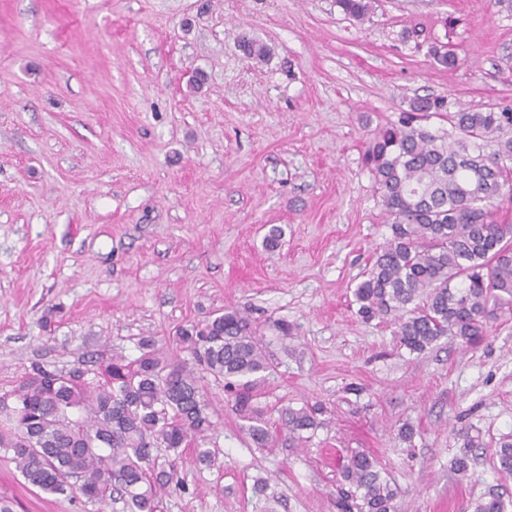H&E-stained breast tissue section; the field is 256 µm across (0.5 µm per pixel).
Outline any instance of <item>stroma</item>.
Instances as JSON below:
<instances>
[{
  "instance_id": "35a3bbf8",
  "label": "stroma",
  "mask_w": 512,
  "mask_h": 512,
  "mask_svg": "<svg viewBox=\"0 0 512 512\" xmlns=\"http://www.w3.org/2000/svg\"><path fill=\"white\" fill-rule=\"evenodd\" d=\"M371 4L360 23L336 0H0V392L34 364L134 360L144 337L175 353L178 327L227 307L276 366L254 387L277 429L266 448L205 376L219 461L185 451L162 512H336L338 458L355 452L390 475L398 512H472L499 482L512 315L476 348L417 356L362 320L353 290L391 235L369 141L416 96L512 108V0ZM244 37L269 56L245 57ZM307 403L321 425L289 440L279 412ZM0 498L112 512L38 492L1 451Z\"/></svg>"
}]
</instances>
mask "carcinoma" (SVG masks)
I'll list each match as a JSON object with an SVG mask.
<instances>
[{"label": "carcinoma", "instance_id": "carcinoma-1", "mask_svg": "<svg viewBox=\"0 0 512 512\" xmlns=\"http://www.w3.org/2000/svg\"><path fill=\"white\" fill-rule=\"evenodd\" d=\"M342 12L366 20L370 0H336ZM261 60L255 40L239 44ZM434 61L450 70L454 52L434 46ZM448 114L457 138L423 125ZM381 192L391 237L353 289L358 314L381 318L409 352L421 354L445 336L469 348L489 335L490 322L512 313V224L495 219L512 181V109L447 112L439 97H416L398 122L380 128L365 151ZM175 342L191 359L163 358L150 339L133 361L113 357L97 368L49 370L35 365L11 390L0 392V449L39 491L81 495L112 504V512H161L162 492L179 483L183 450L211 463L204 447L214 423L203 374L239 387L233 411L248 422L253 442L269 434L252 403V377L272 366L248 316L239 309L179 329ZM319 408H284L290 439L320 427ZM166 453L159 462L160 452ZM493 465L512 478V434L500 438ZM345 489L338 512H397L398 488L378 463L354 453L341 465ZM473 512H512V498L489 487Z\"/></svg>", "mask_w": 512, "mask_h": 512}]
</instances>
